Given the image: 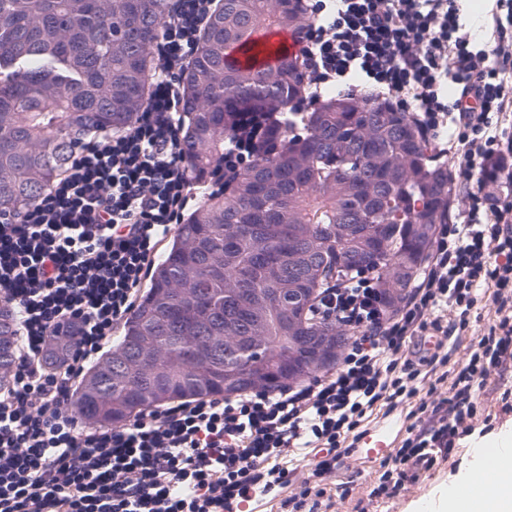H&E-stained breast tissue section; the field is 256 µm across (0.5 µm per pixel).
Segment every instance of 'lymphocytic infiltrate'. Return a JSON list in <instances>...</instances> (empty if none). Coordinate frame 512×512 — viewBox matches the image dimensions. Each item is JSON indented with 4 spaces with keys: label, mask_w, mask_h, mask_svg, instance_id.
<instances>
[{
    "label": "lymphocytic infiltrate",
    "mask_w": 512,
    "mask_h": 512,
    "mask_svg": "<svg viewBox=\"0 0 512 512\" xmlns=\"http://www.w3.org/2000/svg\"><path fill=\"white\" fill-rule=\"evenodd\" d=\"M214 0H169L151 91L133 124L89 139L66 175L0 224V306L17 358L0 387V512H245L285 492L287 512H333L350 489L336 460L374 414L406 409L405 433L354 512H375L444 466L498 413L491 382L512 375V0H488L473 36L460 0H336L301 43L323 78L366 74L376 93L438 137L463 198L420 278L389 302L370 268L332 280L311 315L351 341L309 384L258 387L153 410L106 430L78 425L71 381L132 311L185 195L182 82ZM456 88L454 98L444 83ZM481 339L455 344L472 322ZM69 338L63 365L51 339ZM312 468L295 483L289 455Z\"/></svg>",
    "instance_id": "obj_1"
}]
</instances>
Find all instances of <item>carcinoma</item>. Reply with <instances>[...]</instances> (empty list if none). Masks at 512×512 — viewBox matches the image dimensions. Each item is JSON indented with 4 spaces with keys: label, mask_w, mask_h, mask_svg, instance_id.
<instances>
[{
    "label": "carcinoma",
    "mask_w": 512,
    "mask_h": 512,
    "mask_svg": "<svg viewBox=\"0 0 512 512\" xmlns=\"http://www.w3.org/2000/svg\"><path fill=\"white\" fill-rule=\"evenodd\" d=\"M168 0H0V221L31 206L89 137L130 125ZM324 24L304 0H224L183 78L186 184L208 190L73 402L101 425L156 403L277 387L336 363L345 338L309 317L318 289L368 267L409 286L449 223L454 182L411 112L318 93L301 55L238 57L259 35ZM198 288L184 296L182 288ZM233 334L234 344L221 337ZM16 320L0 311V371ZM167 358L138 363L146 338Z\"/></svg>",
    "instance_id": "obj_1"
}]
</instances>
